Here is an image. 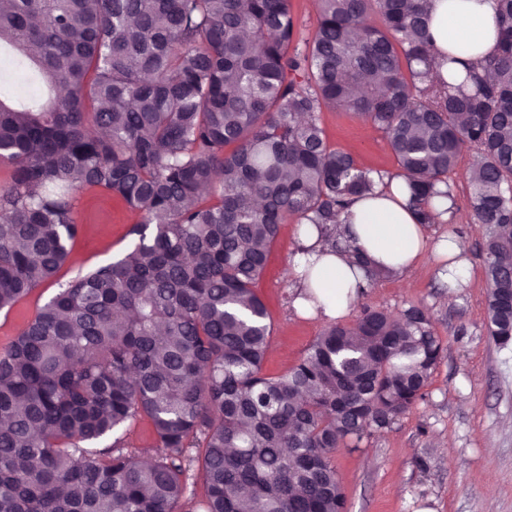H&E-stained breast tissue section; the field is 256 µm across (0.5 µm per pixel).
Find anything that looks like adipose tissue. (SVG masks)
Listing matches in <instances>:
<instances>
[{"mask_svg": "<svg viewBox=\"0 0 512 512\" xmlns=\"http://www.w3.org/2000/svg\"><path fill=\"white\" fill-rule=\"evenodd\" d=\"M431 28L437 45L461 60H478L497 47L496 12L493 0H432ZM337 221L354 245L375 265L395 272L416 269L429 248H436L451 272L448 285L459 288L469 280V261L458 239L434 241L409 205L403 178L379 185L374 195L356 199ZM304 245L289 268L303 289L315 290L323 307L322 317L336 320L347 314L363 283L347 256L339 251L315 248L316 230L303 227Z\"/></svg>", "mask_w": 512, "mask_h": 512, "instance_id": "1", "label": "adipose tissue"}]
</instances>
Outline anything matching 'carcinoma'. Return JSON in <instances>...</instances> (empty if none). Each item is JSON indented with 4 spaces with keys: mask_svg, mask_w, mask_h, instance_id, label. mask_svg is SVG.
I'll return each mask as SVG.
<instances>
[{
    "mask_svg": "<svg viewBox=\"0 0 512 512\" xmlns=\"http://www.w3.org/2000/svg\"><path fill=\"white\" fill-rule=\"evenodd\" d=\"M428 2L321 0L299 40L290 0H0V84L38 86L0 88V312L58 288L0 349V512H345L336 449L423 399L443 346L425 308L365 306L264 370L281 226L350 252L336 214L380 184L328 144L325 108L383 131L423 224L475 151L488 333L512 345V0L498 52L443 56L440 82ZM91 189L136 239L60 282Z\"/></svg>",
    "mask_w": 512,
    "mask_h": 512,
    "instance_id": "obj_1",
    "label": "carcinoma"
}]
</instances>
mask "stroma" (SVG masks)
Returning <instances> with one entry per match:
<instances>
[{
	"label": "stroma",
	"mask_w": 512,
	"mask_h": 512,
	"mask_svg": "<svg viewBox=\"0 0 512 512\" xmlns=\"http://www.w3.org/2000/svg\"><path fill=\"white\" fill-rule=\"evenodd\" d=\"M321 123L329 143L352 154L358 166L394 176L398 166L384 133L357 115L323 110ZM474 153L463 150L450 175L457 215L432 225L433 237L461 241L470 263V279L452 304L442 301L447 282L437 274L434 257L406 276L383 278L366 287L346 315L353 322L362 305L398 312L408 305L429 311L445 351L426 396L392 428L337 449L336 471L347 512H486L488 486L497 490L496 512H512V347L499 348L486 327V284L481 252L486 229L470 204L468 170ZM75 216L82 233L72 262L62 272L78 273L111 261L132 242L134 215L119 200L100 192L78 194ZM297 225H283L259 283L273 324L265 369L277 374L295 365L325 326L322 319L295 311L285 296L294 288L285 269L296 251ZM56 291L37 288L21 305L0 313V348Z\"/></svg>",
	"instance_id": "35a3bbf8"
}]
</instances>
